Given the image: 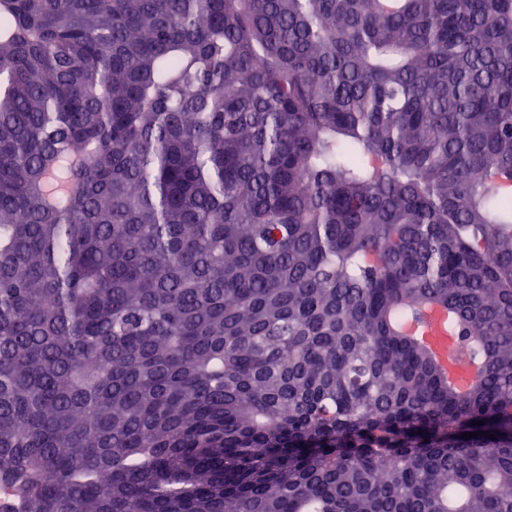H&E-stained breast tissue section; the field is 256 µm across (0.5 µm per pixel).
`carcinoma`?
<instances>
[{"instance_id":"obj_1","label":"carcinoma","mask_w":512,"mask_h":512,"mask_svg":"<svg viewBox=\"0 0 512 512\" xmlns=\"http://www.w3.org/2000/svg\"><path fill=\"white\" fill-rule=\"evenodd\" d=\"M509 181L512 0H0V512H512Z\"/></svg>"}]
</instances>
